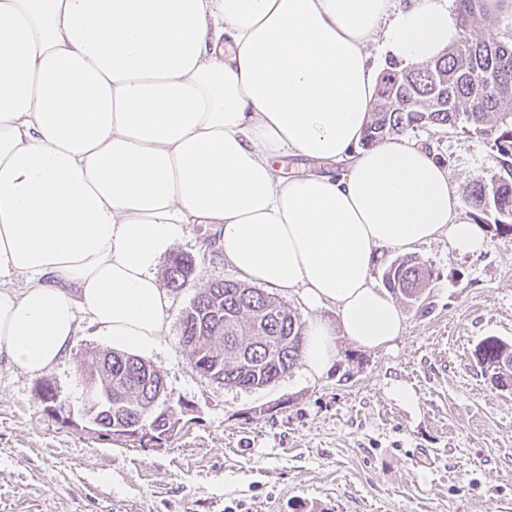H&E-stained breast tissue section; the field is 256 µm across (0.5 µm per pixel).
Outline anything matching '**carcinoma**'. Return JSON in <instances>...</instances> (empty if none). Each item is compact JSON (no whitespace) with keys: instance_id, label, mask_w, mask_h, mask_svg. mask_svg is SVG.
Segmentation results:
<instances>
[{"instance_id":"cac0c4a2","label":"carcinoma","mask_w":512,"mask_h":512,"mask_svg":"<svg viewBox=\"0 0 512 512\" xmlns=\"http://www.w3.org/2000/svg\"><path fill=\"white\" fill-rule=\"evenodd\" d=\"M489 0H456L457 40L440 56L413 65L393 61L381 74L363 146L372 147L419 125L461 129L483 137L494 152L496 168L465 195L471 216L495 215L494 223L512 230V43L495 38L498 15ZM484 36L476 37L475 26ZM447 98L451 107H442ZM192 257L172 256L165 268L167 286L187 287ZM430 270L405 257L385 272L383 284L408 300L428 287ZM213 310L191 305L180 316L179 345L204 376L240 389L268 386L302 357L304 322L269 294L237 280L201 286ZM473 356L497 385L512 383V344L495 336L481 340ZM105 367L112 383V410L100 428L144 412L153 402L162 377L148 362L115 351L93 355L84 369Z\"/></svg>"}]
</instances>
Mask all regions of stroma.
<instances>
[{
    "label": "stroma",
    "instance_id": "1",
    "mask_svg": "<svg viewBox=\"0 0 512 512\" xmlns=\"http://www.w3.org/2000/svg\"><path fill=\"white\" fill-rule=\"evenodd\" d=\"M466 189L495 166L489 144L421 126ZM489 247L452 251L447 236L415 251L432 272L390 351L337 337L338 360L320 378L296 366L269 386L242 390L195 370L179 345L178 316L194 284L235 278L201 244L202 225L174 250L194 260L192 287L174 295L150 359L173 401L189 404L175 439L143 448L63 427L37 400L38 377L0 359V512H512V388L493 386L473 351L485 337L512 342V232L486 219ZM81 325L70 356L47 376L83 411V359L106 349ZM414 390L416 408L389 394Z\"/></svg>",
    "mask_w": 512,
    "mask_h": 512
}]
</instances>
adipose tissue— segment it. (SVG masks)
I'll use <instances>...</instances> for the list:
<instances>
[{
  "label": "adipose tissue",
  "mask_w": 512,
  "mask_h": 512,
  "mask_svg": "<svg viewBox=\"0 0 512 512\" xmlns=\"http://www.w3.org/2000/svg\"><path fill=\"white\" fill-rule=\"evenodd\" d=\"M458 36L444 0H0V356L45 374L83 321L152 356L187 224L241 281L299 297L309 377L335 336L391 348L405 316L373 281L381 251L487 235L432 148L362 147L368 45L422 63ZM286 155L314 167L281 178Z\"/></svg>",
  "instance_id": "adipose-tissue-1"
}]
</instances>
